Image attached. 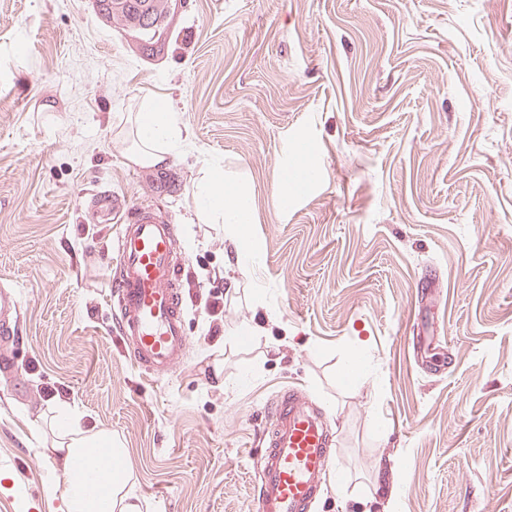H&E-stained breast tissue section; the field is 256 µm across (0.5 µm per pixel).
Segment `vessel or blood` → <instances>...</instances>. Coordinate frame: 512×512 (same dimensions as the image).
<instances>
[{
    "instance_id": "1",
    "label": "vessel or blood",
    "mask_w": 512,
    "mask_h": 512,
    "mask_svg": "<svg viewBox=\"0 0 512 512\" xmlns=\"http://www.w3.org/2000/svg\"><path fill=\"white\" fill-rule=\"evenodd\" d=\"M92 208L101 217L125 215L112 268L113 329L139 371L162 377L183 363L189 347L174 226L154 209L128 210L106 193ZM20 311L14 292L1 288L0 371L6 373L14 368ZM332 462V440L320 412L302 392H281L270 404L257 454V512H310Z\"/></svg>"
}]
</instances>
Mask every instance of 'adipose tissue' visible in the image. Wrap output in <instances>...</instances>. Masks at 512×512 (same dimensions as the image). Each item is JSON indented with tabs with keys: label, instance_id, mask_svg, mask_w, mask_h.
<instances>
[{
	"label": "adipose tissue",
	"instance_id": "obj_1",
	"mask_svg": "<svg viewBox=\"0 0 512 512\" xmlns=\"http://www.w3.org/2000/svg\"><path fill=\"white\" fill-rule=\"evenodd\" d=\"M135 142L129 149L132 162L161 167L169 162L176 145L186 142L188 132L162 100L150 101L134 119ZM197 210L216 224L241 235L252 223L254 201L249 192L231 182L224 167L207 164L196 185ZM64 451L68 466L64 491L66 512H141L130 475L118 458L123 451L110 431L82 429L71 408H56L49 422Z\"/></svg>",
	"mask_w": 512,
	"mask_h": 512
}]
</instances>
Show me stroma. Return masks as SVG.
I'll list each match as a JSON object with an SVG mask.
<instances>
[{
    "label": "stroma",
    "instance_id": "1",
    "mask_svg": "<svg viewBox=\"0 0 512 512\" xmlns=\"http://www.w3.org/2000/svg\"><path fill=\"white\" fill-rule=\"evenodd\" d=\"M150 99L189 133L158 168L127 157ZM211 162L253 197L255 265L196 212ZM104 191L175 226L190 343L159 381L112 333ZM1 282L0 512H61L62 404L119 437L146 512H256L285 388L333 435L312 512H512V0H187L150 57L93 0H0ZM0 288V360L2 371L11 373L14 368L12 350L22 339L19 331L21 305L12 290Z\"/></svg>",
    "mask_w": 512,
    "mask_h": 512
}]
</instances>
